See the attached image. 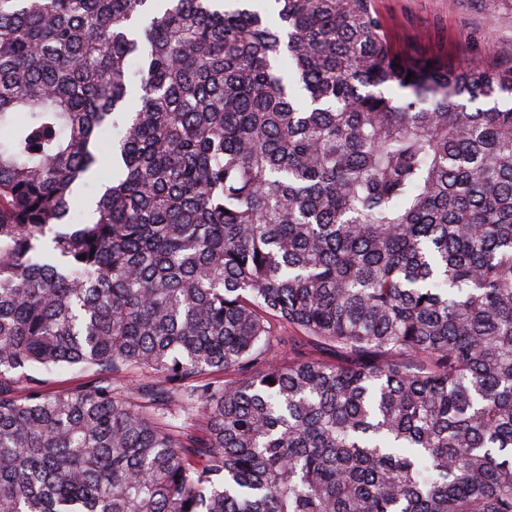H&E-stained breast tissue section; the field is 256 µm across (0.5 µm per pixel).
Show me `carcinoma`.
Wrapping results in <instances>:
<instances>
[{
	"instance_id": "obj_1",
	"label": "carcinoma",
	"mask_w": 512,
	"mask_h": 512,
	"mask_svg": "<svg viewBox=\"0 0 512 512\" xmlns=\"http://www.w3.org/2000/svg\"><path fill=\"white\" fill-rule=\"evenodd\" d=\"M0 512H512V68L371 0H0ZM277 358L283 365H288V362L293 361L297 357L305 356L309 358L323 359L328 361L335 360V354L330 351H324L320 348L309 343L294 342L289 338V342L284 346L276 348ZM39 377L43 380V390L48 393L84 389L92 380V376L76 368H61L51 373H42Z\"/></svg>"
}]
</instances>
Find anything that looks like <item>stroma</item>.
<instances>
[{
    "mask_svg": "<svg viewBox=\"0 0 512 512\" xmlns=\"http://www.w3.org/2000/svg\"><path fill=\"white\" fill-rule=\"evenodd\" d=\"M373 11L397 49L512 66V0H373Z\"/></svg>",
    "mask_w": 512,
    "mask_h": 512,
    "instance_id": "obj_1",
    "label": "stroma"
}]
</instances>
